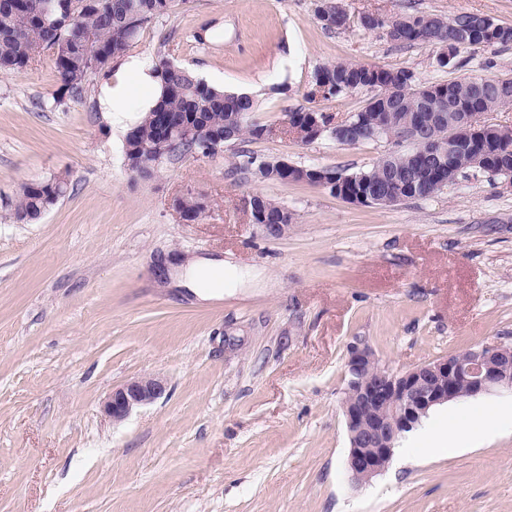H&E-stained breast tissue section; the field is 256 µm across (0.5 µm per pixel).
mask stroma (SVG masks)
<instances>
[{
  "label": "stroma",
  "instance_id": "1",
  "mask_svg": "<svg viewBox=\"0 0 512 512\" xmlns=\"http://www.w3.org/2000/svg\"><path fill=\"white\" fill-rule=\"evenodd\" d=\"M318 0H175L129 54L172 61L253 97L266 124L311 108L344 119L367 91L308 101L335 62L412 70L423 82L512 77V44L462 52L399 47L359 27L327 30ZM351 17L477 13L512 26V0H343ZM204 41H196V32ZM49 57L0 73V512H512V427L480 447L402 456L354 485L340 409L347 348L367 342L403 372L491 341L512 343V188L458 179L393 206L350 203L304 182L240 172L243 155L353 173L395 151L278 134L223 152L125 166L122 127L98 89L43 106ZM70 173L39 221L13 217L22 183ZM293 214L265 237L243 198ZM202 199L194 224L176 198ZM170 255L218 257L253 282L212 301L164 285ZM145 373L166 395L121 423L112 390Z\"/></svg>",
  "mask_w": 512,
  "mask_h": 512
}]
</instances>
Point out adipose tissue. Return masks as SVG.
<instances>
[{
	"label": "adipose tissue",
	"mask_w": 512,
	"mask_h": 512,
	"mask_svg": "<svg viewBox=\"0 0 512 512\" xmlns=\"http://www.w3.org/2000/svg\"><path fill=\"white\" fill-rule=\"evenodd\" d=\"M98 103L113 121L130 128L131 117L149 111L161 95V82L151 64L130 57L101 73ZM247 274L219 258L194 257L186 260L178 286L192 289L201 299L222 296L224 290L240 287Z\"/></svg>",
	"instance_id": "ef3b65f1"
}]
</instances>
